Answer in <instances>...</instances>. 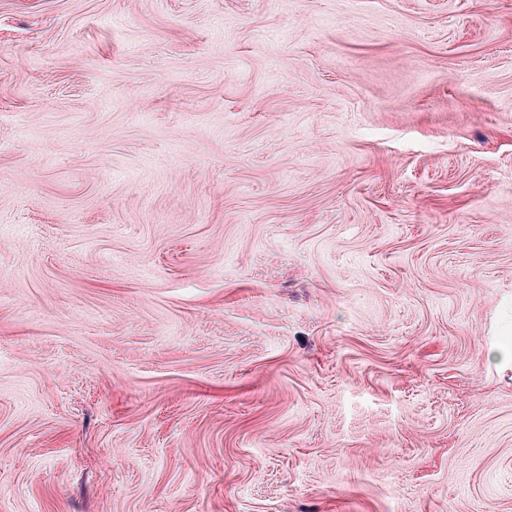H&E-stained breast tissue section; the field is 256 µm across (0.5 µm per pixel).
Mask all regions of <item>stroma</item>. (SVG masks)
Masks as SVG:
<instances>
[{"label": "stroma", "instance_id": "35a3bbf8", "mask_svg": "<svg viewBox=\"0 0 512 512\" xmlns=\"http://www.w3.org/2000/svg\"><path fill=\"white\" fill-rule=\"evenodd\" d=\"M512 0H0V512H512Z\"/></svg>", "mask_w": 512, "mask_h": 512}]
</instances>
